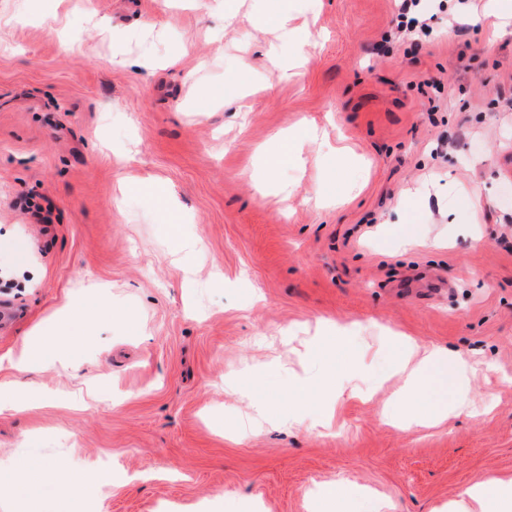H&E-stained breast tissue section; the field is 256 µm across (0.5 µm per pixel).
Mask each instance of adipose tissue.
Listing matches in <instances>:
<instances>
[{
	"mask_svg": "<svg viewBox=\"0 0 512 512\" xmlns=\"http://www.w3.org/2000/svg\"><path fill=\"white\" fill-rule=\"evenodd\" d=\"M483 362L463 353H451L434 346L406 344L397 365L404 386L398 405L391 413L392 424L401 430L427 428L447 419L467 405L463 389L470 376L482 371ZM420 393L431 394L429 409L411 407ZM512 512V478L492 477L468 487L461 501L448 504V512Z\"/></svg>",
	"mask_w": 512,
	"mask_h": 512,
	"instance_id": "ef3b65f1",
	"label": "adipose tissue"
}]
</instances>
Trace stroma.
<instances>
[{"instance_id":"obj_1","label":"stroma","mask_w":512,"mask_h":512,"mask_svg":"<svg viewBox=\"0 0 512 512\" xmlns=\"http://www.w3.org/2000/svg\"><path fill=\"white\" fill-rule=\"evenodd\" d=\"M487 6L421 0L414 50L381 41L395 0H0V381L54 313L70 338L0 409V512H317L327 487L436 512L512 478V33ZM281 13L309 40L287 81ZM280 134L300 154L272 169ZM407 341L490 365L468 409L388 422ZM22 453L129 481L83 501Z\"/></svg>"}]
</instances>
